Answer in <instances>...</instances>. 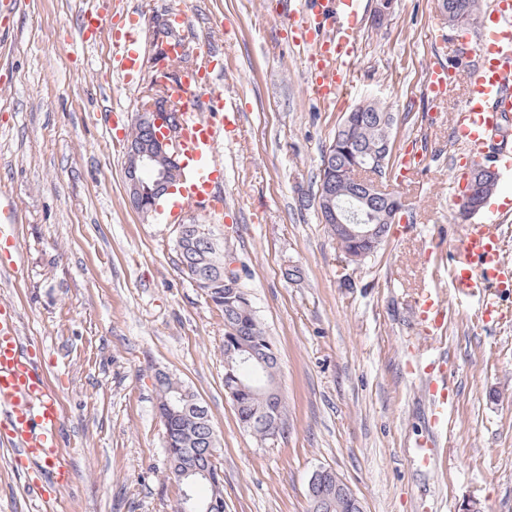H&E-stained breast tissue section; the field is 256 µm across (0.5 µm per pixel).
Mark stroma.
Segmentation results:
<instances>
[{
	"instance_id": "stroma-1",
	"label": "stroma",
	"mask_w": 512,
	"mask_h": 512,
	"mask_svg": "<svg viewBox=\"0 0 512 512\" xmlns=\"http://www.w3.org/2000/svg\"><path fill=\"white\" fill-rule=\"evenodd\" d=\"M362 0L363 52L350 97L327 105L307 90L303 57L283 29L282 0H0V192L18 205L17 252L0 268V302L17 315L64 410L69 487L49 504L0 444V512H174L157 372L195 392L215 431L224 512H309L313 472L332 469L364 512H512V311L479 320L478 301L448 286L465 226L448 190L458 145L452 115L465 91L426 96L430 63H450L454 39L437 0ZM116 22L139 12L144 66L134 81L112 69L113 47L78 38L81 16ZM186 13L184 65L223 55L216 79L237 99L239 128L219 155L224 219L208 224L240 276L279 355L286 407L276 442L239 425L224 392V318L175 264L176 227L146 217L125 186L132 130L153 70L155 18ZM373 99L391 112L394 157L420 145L412 181L393 190L414 215L361 265L343 266L315 202L323 152L345 112ZM302 279L285 280L284 267ZM449 301L446 339L427 343L410 301ZM444 357L454 386L453 428H430L411 370ZM436 437L431 466L415 450Z\"/></svg>"
}]
</instances>
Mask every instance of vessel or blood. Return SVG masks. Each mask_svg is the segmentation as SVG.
I'll use <instances>...</instances> for the list:
<instances>
[{
	"mask_svg": "<svg viewBox=\"0 0 512 512\" xmlns=\"http://www.w3.org/2000/svg\"><path fill=\"white\" fill-rule=\"evenodd\" d=\"M361 0H313L306 9L289 11L283 20L286 35L305 54L310 70L309 90L326 102L341 99L350 83L351 70L360 54ZM111 32L116 69L123 77L140 72L142 55L137 31L115 27L100 12L83 15L80 34L102 36ZM481 48L485 65L467 75L464 105L453 118L456 137L467 153L463 162L474 165L494 159L502 162L504 176H512V144L491 149L490 138L512 118V0H496L494 16L482 29ZM450 71L432 66L424 90L440 97L447 89ZM171 93L181 105L180 137L176 151L184 170L180 192L171 205L159 207L162 221L176 224L191 209L221 217L224 200L217 187L224 169L217 156L224 135L239 120L235 99L224 96L196 68L183 70L171 83ZM498 206L484 218L467 226L448 270V278L463 296L477 298L485 322L502 318L500 302L512 296V263L505 260L498 234ZM18 209L0 193V261L12 262ZM418 316L428 340H437L445 329L447 308L433 293L417 300ZM417 372L423 380L431 418L435 425L448 423V411L456 394L445 374V364L435 358L420 360ZM62 413L44 372L30 348L18 334L16 317L9 305H0V441L15 450L19 462L44 464L50 470L48 483H32L28 491L37 500H48L47 486L65 487L71 480L61 462L59 436Z\"/></svg>",
	"mask_w": 512,
	"mask_h": 512,
	"instance_id": "obj_1",
	"label": "vessel or blood"
}]
</instances>
